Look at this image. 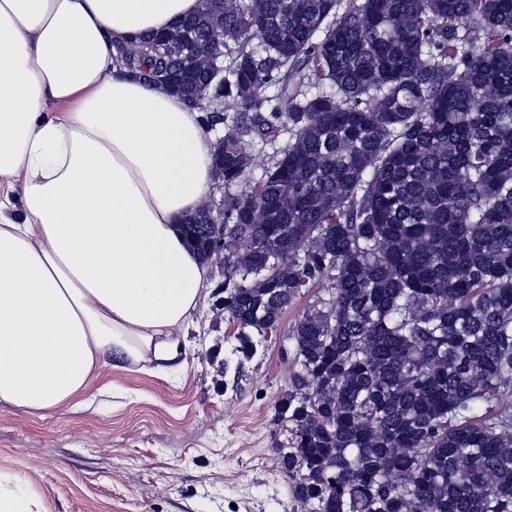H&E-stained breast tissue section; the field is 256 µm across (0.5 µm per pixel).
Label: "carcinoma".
Returning a JSON list of instances; mask_svg holds the SVG:
<instances>
[{
  "label": "carcinoma",
  "mask_w": 512,
  "mask_h": 512,
  "mask_svg": "<svg viewBox=\"0 0 512 512\" xmlns=\"http://www.w3.org/2000/svg\"><path fill=\"white\" fill-rule=\"evenodd\" d=\"M180 33L118 59L189 74L177 92L228 127L224 188L261 171L224 195L236 351L317 290L281 346L294 500L512 512V0H204ZM211 46L223 73H191ZM207 224L185 222L203 257Z\"/></svg>",
  "instance_id": "carcinoma-1"
}]
</instances>
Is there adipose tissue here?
Masks as SVG:
<instances>
[{
    "label": "adipose tissue",
    "mask_w": 512,
    "mask_h": 512,
    "mask_svg": "<svg viewBox=\"0 0 512 512\" xmlns=\"http://www.w3.org/2000/svg\"><path fill=\"white\" fill-rule=\"evenodd\" d=\"M200 0H0V403L62 409L106 360L177 359L208 286L181 226L213 131L116 44Z\"/></svg>",
    "instance_id": "ef3b65f1"
}]
</instances>
